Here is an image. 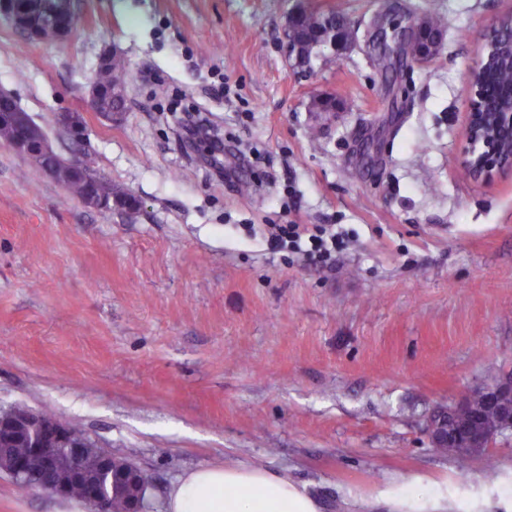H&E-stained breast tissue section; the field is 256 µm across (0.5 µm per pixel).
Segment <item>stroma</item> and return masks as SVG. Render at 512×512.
<instances>
[{"label": "stroma", "mask_w": 512, "mask_h": 512, "mask_svg": "<svg viewBox=\"0 0 512 512\" xmlns=\"http://www.w3.org/2000/svg\"><path fill=\"white\" fill-rule=\"evenodd\" d=\"M311 2L355 43L304 69L282 44L297 0H71L74 32L48 43L0 15V91L139 202L87 207L0 141V407L81 424L151 476L153 512L186 470L239 462L323 512H388L406 485L512 512V434L465 474L425 434L512 369V171L461 164L467 70L512 0ZM430 14L440 54L399 59L397 28ZM113 53L118 123L90 97ZM190 115L234 154L187 151ZM272 224L333 225L331 263L305 237L272 250ZM0 512L89 509L0 473Z\"/></svg>", "instance_id": "1"}]
</instances>
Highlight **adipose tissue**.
Instances as JSON below:
<instances>
[{
    "label": "adipose tissue",
    "mask_w": 512,
    "mask_h": 512,
    "mask_svg": "<svg viewBox=\"0 0 512 512\" xmlns=\"http://www.w3.org/2000/svg\"><path fill=\"white\" fill-rule=\"evenodd\" d=\"M165 512H321L287 476L249 464L203 465L179 476Z\"/></svg>",
    "instance_id": "ef3b65f1"
}]
</instances>
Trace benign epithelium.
Listing matches in <instances>:
<instances>
[{
    "label": "benign epithelium",
    "instance_id": "obj_1",
    "mask_svg": "<svg viewBox=\"0 0 512 512\" xmlns=\"http://www.w3.org/2000/svg\"><path fill=\"white\" fill-rule=\"evenodd\" d=\"M6 10L15 26L27 36L38 37V29L32 14L16 7L15 0H0V10ZM353 32L332 28L319 35L318 46L328 47L341 54L352 47ZM501 57L499 45L487 40L468 70L467 81L472 103L466 125L468 148L463 165L474 178L488 176L494 170L512 168V105L498 112L483 111L484 92L478 77ZM9 118L23 125V133L9 142L15 151L41 157L47 165L46 173L55 174V164L61 157L48 142L42 129L28 114L17 111L15 100L10 96H0V117ZM70 172L87 182L97 180L96 171L86 162L78 159L65 161ZM487 399L500 405L502 416L498 434H488L477 429L451 430L448 420L454 409L441 407L427 419L426 434L430 447L453 448L461 442L471 448L487 449L496 436L512 432V372H505L500 380L486 391ZM42 421L45 434L33 437L32 447L38 453L43 468L50 473H61L64 479L39 486V489L53 496H63L72 483H83L87 487V500L91 512H111L109 500L103 496L91 481L79 460L88 451L97 454L98 462L112 480V490L134 488L125 502V512H150L148 490L150 484L142 481L144 471L133 462L121 466L113 465L114 455L99 447H76L69 456H64L61 447L68 443L67 425L60 420H41L35 411H24L0 417V438H10L28 431L35 421Z\"/></svg>",
    "mask_w": 512,
    "mask_h": 512
}]
</instances>
